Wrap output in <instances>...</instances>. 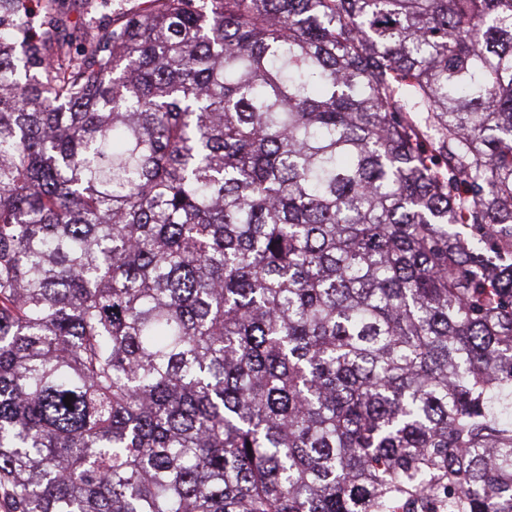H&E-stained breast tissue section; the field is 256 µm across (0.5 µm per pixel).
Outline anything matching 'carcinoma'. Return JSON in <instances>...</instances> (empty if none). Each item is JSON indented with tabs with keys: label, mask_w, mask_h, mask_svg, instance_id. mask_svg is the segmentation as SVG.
Here are the masks:
<instances>
[{
	"label": "carcinoma",
	"mask_w": 512,
	"mask_h": 512,
	"mask_svg": "<svg viewBox=\"0 0 512 512\" xmlns=\"http://www.w3.org/2000/svg\"><path fill=\"white\" fill-rule=\"evenodd\" d=\"M60 2L0 0V506L512 512V0ZM95 6L96 17H123L136 11L143 0H91Z\"/></svg>",
	"instance_id": "obj_1"
}]
</instances>
